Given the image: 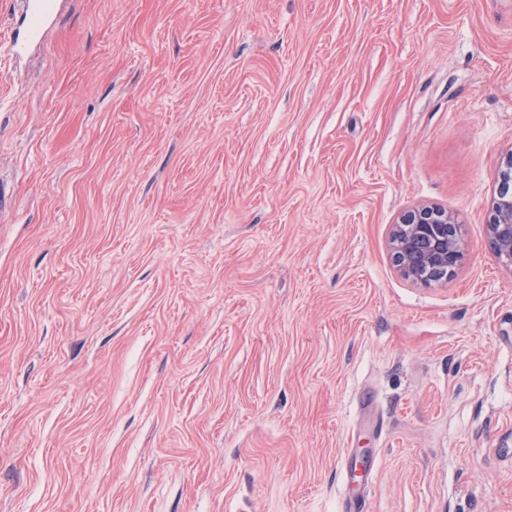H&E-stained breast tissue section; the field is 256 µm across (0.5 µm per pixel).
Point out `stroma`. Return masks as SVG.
<instances>
[{"mask_svg":"<svg viewBox=\"0 0 512 512\" xmlns=\"http://www.w3.org/2000/svg\"><path fill=\"white\" fill-rule=\"evenodd\" d=\"M11 26L0 512H512V0H63L19 63ZM421 203L468 245L427 288ZM486 239L497 261L512 271V153L504 163L491 203ZM392 261L411 283L429 287L454 275L464 259L460 224L448 212L419 205L404 212L393 231Z\"/></svg>","mask_w":512,"mask_h":512,"instance_id":"obj_1","label":"stroma"}]
</instances>
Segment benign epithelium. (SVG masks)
Masks as SVG:
<instances>
[{"instance_id": "7a95c632", "label": "benign epithelium", "mask_w": 512, "mask_h": 512, "mask_svg": "<svg viewBox=\"0 0 512 512\" xmlns=\"http://www.w3.org/2000/svg\"><path fill=\"white\" fill-rule=\"evenodd\" d=\"M497 261L512 270V154L506 159L486 224ZM392 261L411 283L429 287L454 275L464 259L460 225L448 212L419 205L404 212L393 231Z\"/></svg>"}]
</instances>
